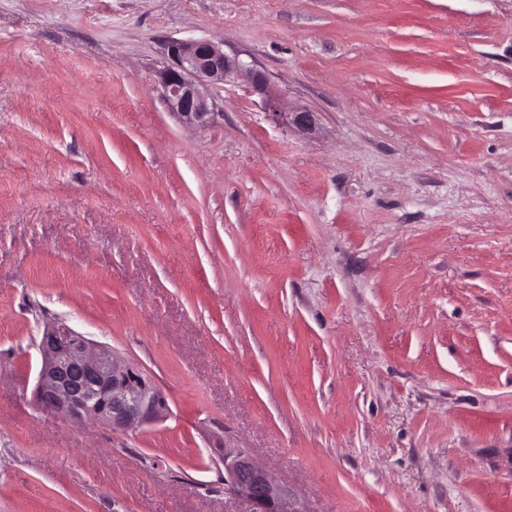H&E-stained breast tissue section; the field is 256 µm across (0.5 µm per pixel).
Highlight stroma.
<instances>
[{"instance_id":"obj_1","label":"stroma","mask_w":512,"mask_h":512,"mask_svg":"<svg viewBox=\"0 0 512 512\" xmlns=\"http://www.w3.org/2000/svg\"><path fill=\"white\" fill-rule=\"evenodd\" d=\"M170 38L264 71L185 126ZM171 412L32 402L47 326ZM512 512V0H0V512ZM218 464L224 467V489L244 498L250 512H301L288 492L244 449L220 452Z\"/></svg>"}]
</instances>
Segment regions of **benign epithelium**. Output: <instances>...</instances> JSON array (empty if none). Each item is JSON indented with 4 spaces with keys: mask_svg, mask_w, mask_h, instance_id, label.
Instances as JSON below:
<instances>
[{
    "mask_svg": "<svg viewBox=\"0 0 512 512\" xmlns=\"http://www.w3.org/2000/svg\"><path fill=\"white\" fill-rule=\"evenodd\" d=\"M164 57L157 73L158 91L186 125L204 128L213 119L205 85L245 76L276 121L306 132L315 129L313 112L282 107L262 71L210 40L171 39L165 44ZM39 351L41 366L33 400L49 416L75 424L95 421L124 434L169 413L166 394L150 375L122 361L111 347L67 325L47 328ZM217 462L224 467V489L247 500L250 512H299L288 492L248 451L226 449Z\"/></svg>",
    "mask_w": 512,
    "mask_h": 512,
    "instance_id": "7a95c632",
    "label": "benign epithelium"
}]
</instances>
